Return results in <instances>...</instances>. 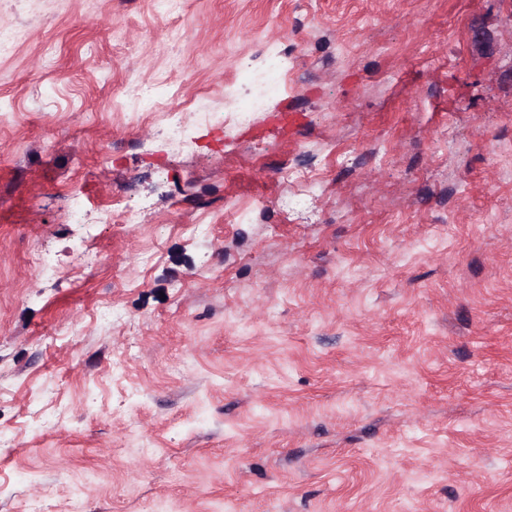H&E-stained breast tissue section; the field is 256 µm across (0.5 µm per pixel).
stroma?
<instances>
[{
    "label": "stroma",
    "instance_id": "35a3bbf8",
    "mask_svg": "<svg viewBox=\"0 0 512 512\" xmlns=\"http://www.w3.org/2000/svg\"><path fill=\"white\" fill-rule=\"evenodd\" d=\"M0 27V512H512V0ZM271 46L288 86L237 123Z\"/></svg>",
    "mask_w": 512,
    "mask_h": 512
}]
</instances>
